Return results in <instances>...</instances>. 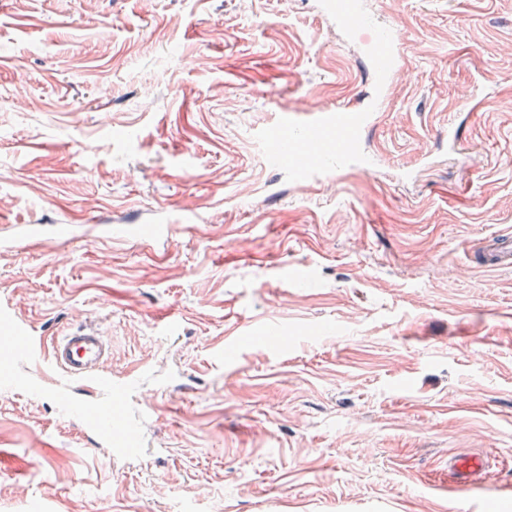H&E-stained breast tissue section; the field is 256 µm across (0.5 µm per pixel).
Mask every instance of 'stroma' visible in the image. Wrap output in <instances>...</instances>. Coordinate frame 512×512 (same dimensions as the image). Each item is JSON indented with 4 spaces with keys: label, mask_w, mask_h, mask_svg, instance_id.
Masks as SVG:
<instances>
[{
    "label": "stroma",
    "mask_w": 512,
    "mask_h": 512,
    "mask_svg": "<svg viewBox=\"0 0 512 512\" xmlns=\"http://www.w3.org/2000/svg\"><path fill=\"white\" fill-rule=\"evenodd\" d=\"M0 0V301L96 328L134 378L127 455L9 364L0 512H512V0ZM362 162L272 165L280 113L355 106ZM70 234L59 238L57 225ZM495 482L456 491L448 455ZM321 13L344 28L350 36L370 21V14L361 0H323L320 4ZM366 55L369 73L374 84L380 88L399 62L397 44L390 31L385 29L379 38L368 43ZM474 254L480 266L485 269L512 268V232H500L489 236ZM448 471L453 482L464 492H472L491 481L494 473L489 456L475 448L453 455L448 460Z\"/></svg>",
    "instance_id": "35a3bbf8"
}]
</instances>
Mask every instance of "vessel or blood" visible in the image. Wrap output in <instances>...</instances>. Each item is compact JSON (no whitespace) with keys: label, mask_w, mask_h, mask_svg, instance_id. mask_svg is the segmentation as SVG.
Segmentation results:
<instances>
[{"label":"vessel or blood","mask_w":512,"mask_h":512,"mask_svg":"<svg viewBox=\"0 0 512 512\" xmlns=\"http://www.w3.org/2000/svg\"><path fill=\"white\" fill-rule=\"evenodd\" d=\"M322 14L356 35L369 22L370 14L364 0H322ZM369 73L375 85H383L399 62L397 44L390 31L367 46ZM370 105L343 110L310 113L294 111L280 114L279 133L273 140L270 159L273 164L289 162L300 175L315 177L334 162L355 155V144L369 125ZM475 255L481 267L488 270L512 268V232H500L486 238ZM0 316L13 319L9 336L0 343L11 346L28 363H49L59 371L61 379L53 393L60 410L76 417L90 434L101 443L111 444L114 432L124 430L132 421L117 408L128 383L105 374L110 345L99 331L76 330L56 338L50 351H43L41 341L23 323L15 321L8 303L0 304ZM87 385L98 392L100 399H82L77 385ZM448 471L461 491L470 492L491 481L493 472L489 456L478 449H468L453 455Z\"/></svg>","instance_id":"1"}]
</instances>
